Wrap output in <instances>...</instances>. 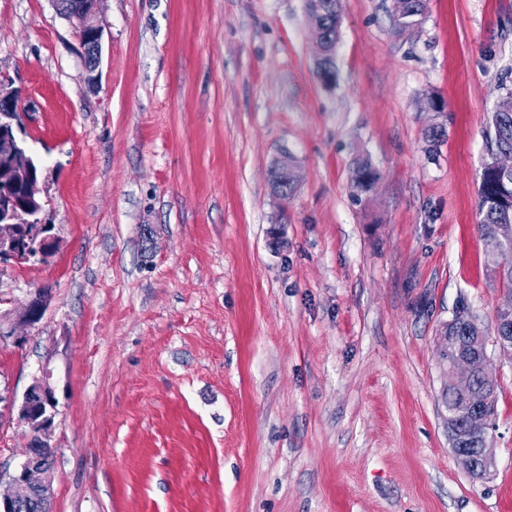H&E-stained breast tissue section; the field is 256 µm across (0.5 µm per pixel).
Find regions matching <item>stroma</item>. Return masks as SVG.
Here are the masks:
<instances>
[{
	"label": "stroma",
	"mask_w": 512,
	"mask_h": 512,
	"mask_svg": "<svg viewBox=\"0 0 512 512\" xmlns=\"http://www.w3.org/2000/svg\"><path fill=\"white\" fill-rule=\"evenodd\" d=\"M100 18L91 84L53 0H0V80L57 238L47 263L0 264L10 312L51 290L23 345L0 339V492L29 443L6 400L46 368L50 512H512V364L475 482L437 352L460 303L489 325L499 300L477 203L512 0H427L406 30L393 0H341L330 84L305 0H100ZM360 153L380 180L359 197ZM275 164L277 166V172L282 174L286 178L287 181H288V174L290 175L291 179H295L294 166L292 164L290 157L288 156V152H282L279 159L276 161ZM270 177H271L273 187L275 188V190L277 192H279L283 195L291 194L289 181H288V187H287V184L285 181L279 180L277 178V174L273 169H271V171H270Z\"/></svg>",
	"instance_id": "stroma-1"
}]
</instances>
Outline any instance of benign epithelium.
Listing matches in <instances>:
<instances>
[{
  "mask_svg": "<svg viewBox=\"0 0 512 512\" xmlns=\"http://www.w3.org/2000/svg\"><path fill=\"white\" fill-rule=\"evenodd\" d=\"M99 15V0H72L63 17L75 26L80 47V56L88 74V82L96 80L102 56L104 26ZM5 83L0 81V141L9 145L10 152L5 165L0 167V226H20L23 234L0 232V264L46 262L55 252L56 237L52 225L45 219L44 192L41 174L36 172L37 158L25 142L24 124L19 112V93L4 91ZM512 241V227L509 232L484 239L486 252L494 254L503 251ZM51 300L48 288H39L29 294L22 312L16 315L9 330L0 327V339L11 337L22 344L26 337L15 334V327L21 323L33 327L43 318ZM500 326L494 325L493 335L482 332L469 337L471 354L460 356L448 364L451 385L458 391L466 410V419L451 414L456 425L448 426V441L452 453L463 471L474 481L487 479L495 467L491 451L494 439L493 424L484 409L491 393L496 391L498 380L492 374V358L488 346L497 349L499 358L512 362V346L504 344L498 335ZM58 401L49 382L48 374L33 380L20 400H11V408L17 411V418L24 424L40 417L49 426L53 425ZM30 442L35 445L26 455L10 478L19 495L37 492L48 501L52 496L49 475L52 467L44 464L42 449L50 442L52 433L29 431Z\"/></svg>",
  "mask_w": 512,
  "mask_h": 512,
  "instance_id": "benign-epithelium-1",
  "label": "benign epithelium"
}]
</instances>
